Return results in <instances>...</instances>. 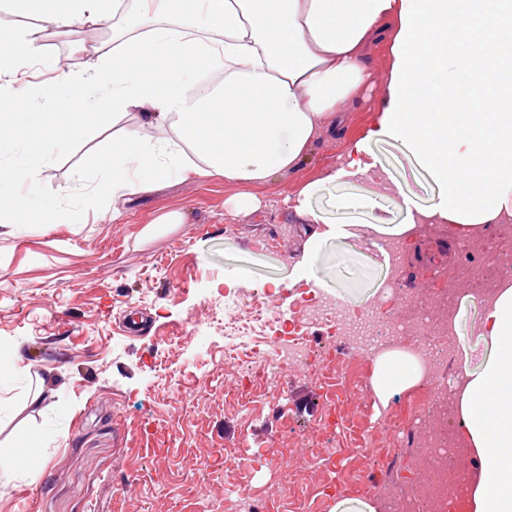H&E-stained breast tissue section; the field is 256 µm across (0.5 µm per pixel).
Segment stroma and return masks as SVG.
Listing matches in <instances>:
<instances>
[{
	"mask_svg": "<svg viewBox=\"0 0 512 512\" xmlns=\"http://www.w3.org/2000/svg\"><path fill=\"white\" fill-rule=\"evenodd\" d=\"M0 27L26 29L64 69L91 70L112 55V32L102 25L61 35L5 8ZM367 58L375 101L386 93V44L370 45ZM374 101L352 105L299 169L255 187L261 207L251 214L230 212L236 187L217 177L165 181L123 198L120 220L103 218L100 202L79 187L99 179L102 155L123 130L142 126L139 114L104 120L80 142L55 148L40 187L25 194L24 219H0V344L32 368L0 380V453L27 434L42 468L34 485L0 487V512H225V499L237 497L265 501V512H293L292 492L311 512H369L376 488L410 487L419 473L414 448L386 467L378 460L386 441L372 427L355 438L349 424L328 418L321 366L352 348L324 326H307L315 361L290 373L284 391H263L243 408L224 401L225 386L275 365L260 354L247 366L225 360V290L253 303L243 315L253 335L261 314L287 310L312 276L332 299L369 309L386 287L382 228L432 204L429 176L390 139L368 138L379 115ZM360 140L366 172L328 181ZM311 182L317 190L296 210L288 196ZM343 199L352 207H340ZM173 209L186 213L185 224L141 238ZM330 224L345 236L325 235ZM455 246L418 238L400 287L452 270ZM132 311L146 316L135 336L121 325ZM482 319L479 309L464 315L455 341L439 350L443 375L464 364L481 369L491 354ZM38 386L42 402L26 404Z\"/></svg>",
	"mask_w": 512,
	"mask_h": 512,
	"instance_id": "stroma-1",
	"label": "stroma"
}]
</instances>
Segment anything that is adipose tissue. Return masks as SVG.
<instances>
[{"label": "adipose tissue", "mask_w": 512, "mask_h": 512, "mask_svg": "<svg viewBox=\"0 0 512 512\" xmlns=\"http://www.w3.org/2000/svg\"><path fill=\"white\" fill-rule=\"evenodd\" d=\"M11 0L16 12L67 32L111 23L112 60L24 78L44 63L22 30L0 33V137L23 128L21 157L0 162V212L22 217L21 186L36 189L52 146L84 138L105 114L144 113L154 137L129 129L117 160H102L92 195L120 199L160 179L221 177L251 187L299 168L316 137L336 130L372 78L366 49L389 43L387 96L375 136L392 140L438 189L426 218L458 237L512 220V0ZM99 87L90 98L86 86ZM492 352L463 370L458 437L477 471L466 512H512V283L484 309ZM421 378L417 360L374 362L380 403Z\"/></svg>", "instance_id": "adipose-tissue-1"}]
</instances>
